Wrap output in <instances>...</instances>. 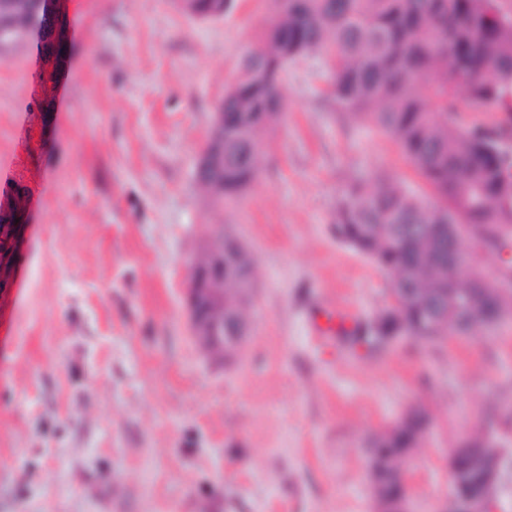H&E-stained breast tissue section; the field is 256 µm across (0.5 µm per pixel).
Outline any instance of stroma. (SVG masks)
I'll use <instances>...</instances> for the list:
<instances>
[{
    "mask_svg": "<svg viewBox=\"0 0 512 512\" xmlns=\"http://www.w3.org/2000/svg\"><path fill=\"white\" fill-rule=\"evenodd\" d=\"M267 12L50 0L55 44L0 55V512H372L368 441L417 402L416 512H440L459 439L490 430L512 455V336L378 354L319 337L323 314L360 320L389 297L333 234L346 184L425 186L385 135L330 110L318 61L289 68L288 123L241 201L217 209L194 186ZM212 224L256 265L230 365L190 336L184 305Z\"/></svg>",
    "mask_w": 512,
    "mask_h": 512,
    "instance_id": "1",
    "label": "stroma"
}]
</instances>
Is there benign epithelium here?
<instances>
[{
  "label": "benign epithelium",
  "mask_w": 512,
  "mask_h": 512,
  "mask_svg": "<svg viewBox=\"0 0 512 512\" xmlns=\"http://www.w3.org/2000/svg\"><path fill=\"white\" fill-rule=\"evenodd\" d=\"M8 25L15 41L26 40L47 24V0H0V26ZM202 172L224 171V109L212 113L211 138L206 151L196 160ZM224 225L209 226L199 256L191 263L184 289L190 335L211 359L224 360V350L240 349L250 322L247 313L235 305L224 304ZM469 274L493 292L512 289V267L504 264L490 276L473 257ZM512 319V307L501 304L488 315V327ZM457 461L448 466L450 490L442 512H495L496 498L502 486L505 456L496 449L493 438L485 434L479 447L462 439ZM391 476L400 493L390 499L391 512H412L410 487L402 459L391 462Z\"/></svg>",
  "instance_id": "obj_1"
}]
</instances>
